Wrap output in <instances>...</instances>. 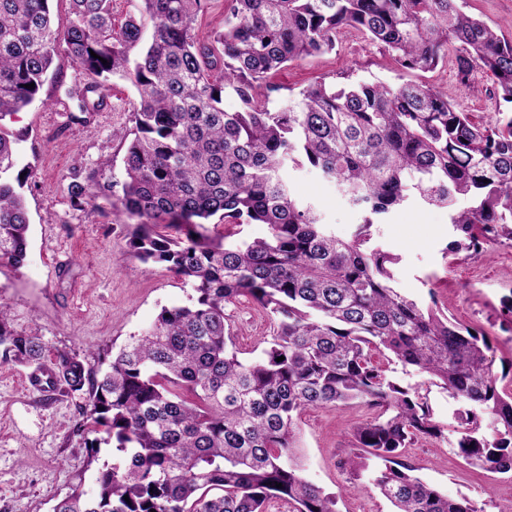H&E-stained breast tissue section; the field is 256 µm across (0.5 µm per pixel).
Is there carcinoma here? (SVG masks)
<instances>
[{"mask_svg":"<svg viewBox=\"0 0 512 512\" xmlns=\"http://www.w3.org/2000/svg\"><path fill=\"white\" fill-rule=\"evenodd\" d=\"M70 2L68 23L56 28L49 0H0V118L36 99L61 44L91 78L79 112L99 110L110 78L129 80L134 132L124 180L108 185L112 207L136 219L133 256L167 265L195 298L162 308L95 368L66 351L50 360V386L85 396L72 433L94 460L100 442L88 436L103 431L120 457L98 469L94 494L77 485L53 512H263L271 497L295 512H338L336 494L293 459L295 417L353 402L378 413L356 426L360 452L344 465L395 512H484L402 461L415 437L441 430L419 391L389 379L373 353L476 407L456 447L492 474L512 476V392L497 387L484 333L395 288L398 257L372 244L370 228L415 201L448 208L452 251L512 241V110L476 123L447 90L422 81L322 80L295 105L270 102L280 90L272 78L289 63L332 53L356 30L406 71L436 69L451 47L459 88L485 70L497 99L512 105V42L456 0H224L223 30L207 39L194 22L208 0H137L119 27L112 0ZM148 23L152 42L134 57ZM228 92L234 112L224 110ZM88 93L97 95L91 105ZM15 143L0 127V263L18 265L30 222L23 184L8 176ZM305 168L366 213L352 239L294 196L287 171ZM95 196L92 176L70 186L75 207ZM462 198L469 206H457ZM214 219L224 225L219 239L207 234ZM243 224H266L269 236L232 241ZM242 297L276 326L251 361L225 313ZM44 357L42 341L15 330L0 305V362Z\"/></svg>","mask_w":512,"mask_h":512,"instance_id":"1","label":"carcinoma"}]
</instances>
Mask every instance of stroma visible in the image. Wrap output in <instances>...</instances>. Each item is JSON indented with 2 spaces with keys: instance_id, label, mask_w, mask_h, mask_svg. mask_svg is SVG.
Segmentation results:
<instances>
[{
  "instance_id": "obj_1",
  "label": "stroma",
  "mask_w": 512,
  "mask_h": 512,
  "mask_svg": "<svg viewBox=\"0 0 512 512\" xmlns=\"http://www.w3.org/2000/svg\"><path fill=\"white\" fill-rule=\"evenodd\" d=\"M457 5L512 41V0H458ZM321 79L394 87L423 81L447 88L459 109L478 121L492 119L498 106L490 73L473 71L470 90L461 92L454 59L434 71L409 74L354 31L344 35L335 53L295 61L281 71L273 105L295 102L302 88ZM86 81L84 72L58 53L37 99L0 118V127L20 138L11 174L25 183L30 221L24 264L0 265V304L7 306L12 326L38 336L48 353L65 349L90 360L142 332L162 308L188 304L193 290L166 265H146L131 254L129 219L117 215L110 200L72 206L71 182L90 175L102 184L121 180L133 128L136 92L120 78L111 81V111L74 121L76 91ZM289 179L295 195L314 202L337 236L351 237L362 223L363 212L315 170L291 171ZM372 232L399 258L393 267L396 288L420 305L438 303L457 322L485 332L494 346L492 370L502 387L512 390V314L502 304L512 296V242L501 241L482 254L452 252L447 209L415 202L393 209ZM226 312L243 357L270 340L273 325L250 299L241 298ZM30 372L27 366L0 364V512H52L74 486L93 490L99 464L114 460L111 446L101 445L94 457L83 438L72 435L81 397L60 390L43 397L24 386ZM387 375L426 394L443 431L438 438L417 437L407 449L418 477L448 496L469 497L484 512H504L512 502V477L473 469L456 448L465 403L431 384L427 374L404 372L400 364H390ZM374 414L367 405L353 404L308 408L296 419L294 454L302 473L338 494L340 512H393L377 489L353 479L343 465L353 450L354 426Z\"/></svg>"
}]
</instances>
